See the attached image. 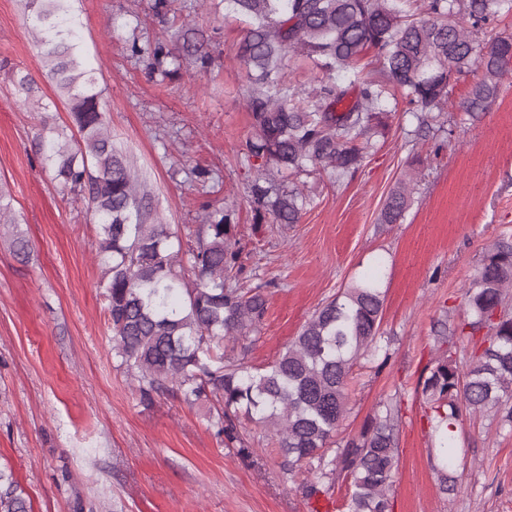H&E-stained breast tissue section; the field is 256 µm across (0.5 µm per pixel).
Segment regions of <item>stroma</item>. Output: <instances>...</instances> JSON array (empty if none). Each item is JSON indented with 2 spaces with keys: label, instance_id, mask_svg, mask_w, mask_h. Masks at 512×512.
Listing matches in <instances>:
<instances>
[{
  "label": "stroma",
  "instance_id": "obj_1",
  "mask_svg": "<svg viewBox=\"0 0 512 512\" xmlns=\"http://www.w3.org/2000/svg\"><path fill=\"white\" fill-rule=\"evenodd\" d=\"M150 3L73 0L76 41L114 146L142 174L171 230L187 235L203 207H232L239 279L269 293L247 363L274 361L322 303L374 280L385 295L382 337L354 368L340 436L400 394L391 512H512V423L500 411L463 414L447 443L458 489L442 492L418 386L485 248L512 228V68L473 117L458 108L467 80L454 82L448 133H417L416 119L398 111L355 175L285 178L311 205L299 223L258 224L248 82L235 58L245 24L225 15L223 0H174L161 26ZM185 22L208 37L210 68L200 74L188 62L169 78L149 76L148 58L133 46L175 43ZM31 29L25 0H0V194L16 218L0 223V470L32 512H312L280 457L267 452L268 432L245 424L254 449L245 458L217 436L211 400L188 404L168 392L141 399L135 371L113 348L92 215L41 163L43 124L72 136L77 129ZM12 67L34 79L30 99L15 91ZM403 181L405 218L382 223ZM19 237L28 242L21 254Z\"/></svg>",
  "mask_w": 512,
  "mask_h": 512
}]
</instances>
